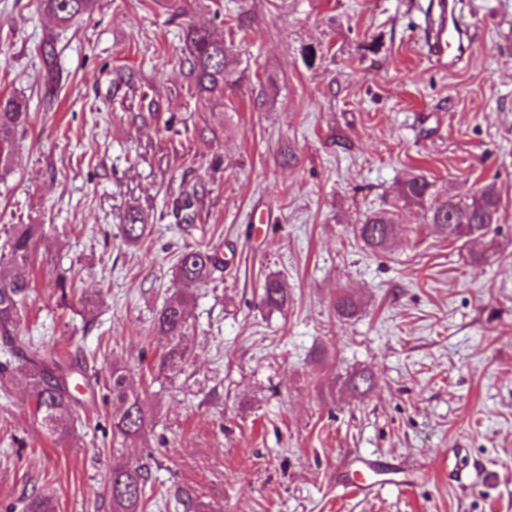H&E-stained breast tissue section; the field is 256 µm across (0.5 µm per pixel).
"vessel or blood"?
Returning <instances> with one entry per match:
<instances>
[{"label":"vessel or blood","instance_id":"obj_1","mask_svg":"<svg viewBox=\"0 0 512 512\" xmlns=\"http://www.w3.org/2000/svg\"><path fill=\"white\" fill-rule=\"evenodd\" d=\"M458 6L459 0H436L434 12L425 19L427 55L446 69L463 61L471 37L458 20Z\"/></svg>","mask_w":512,"mask_h":512}]
</instances>
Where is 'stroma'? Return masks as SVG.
<instances>
[{
    "mask_svg": "<svg viewBox=\"0 0 512 512\" xmlns=\"http://www.w3.org/2000/svg\"><path fill=\"white\" fill-rule=\"evenodd\" d=\"M427 6L183 0L176 16L165 0H95L57 36L50 103L35 47L53 23L37 0H0V94L32 114L0 166V247L14 224L43 235L20 333L31 351L83 355L96 398L57 442L23 377L0 392V512L46 484L57 512H111L117 457L148 464L145 512L178 486L207 512H512V0H464L475 38L454 70L422 56ZM192 22L231 41L236 86L195 93ZM412 173L441 198L494 185L495 229L464 246L439 233L397 201ZM195 188L203 210L178 223L172 201ZM392 203L404 231L371 252L356 227ZM131 206L148 224L133 245ZM194 248L224 266L194 289L165 379L153 321ZM272 275L280 311L260 303ZM116 360L145 403L130 441L112 428ZM361 371L376 387L359 400L346 383ZM375 456L389 474L351 493ZM121 232L126 243H136L144 235L147 219L136 208L128 209L121 217Z\"/></svg>",
    "mask_w": 512,
    "mask_h": 512,
    "instance_id": "35a3bbf8",
    "label": "stroma"
}]
</instances>
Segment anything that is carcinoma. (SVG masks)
Returning <instances> with one entry per match:
<instances>
[{"label":"carcinoma","mask_w":512,"mask_h":512,"mask_svg":"<svg viewBox=\"0 0 512 512\" xmlns=\"http://www.w3.org/2000/svg\"><path fill=\"white\" fill-rule=\"evenodd\" d=\"M41 9L60 29L93 11L94 0H39ZM187 51L186 62L197 93L213 94L235 86L236 59L224 42L212 39L204 27L189 25L184 31ZM44 73V98L55 96L61 82L58 66L57 39L45 35L36 46ZM30 119L29 104L17 97L0 95V164L8 163L14 134ZM432 183L423 174H413L405 179L398 199L409 203H422L432 196ZM198 192L182 193L174 202V211L185 224L194 223L199 216ZM501 199L494 186L486 185L471 196L448 195L435 201L425 212L427 223L436 226L443 234L456 241L483 238L490 233L492 225L498 223ZM121 232L127 243H136L144 235L147 219L137 209H128L121 217ZM7 245L8 251L0 252V264H8L11 273L0 277V341L4 345L17 347L18 326L21 321L22 304L31 281L27 269L33 266L42 240L39 224H14ZM401 232L397 206L365 215L357 227V233L365 247L372 252L385 251ZM224 261L207 249H193L181 253L177 263L175 285L180 295L167 302L157 313L153 329L156 336L165 342L159 358V374L174 372L181 368L184 350L181 347L188 320L186 295L189 290L211 280ZM261 302L271 309H283L288 303V289L276 277L266 279ZM357 312V304L346 289L336 299V313L341 318H351ZM16 371L28 382L35 398L36 413L48 433L57 441L66 439L71 432L73 417L81 400L71 391V385L85 376L79 362H66L49 353L24 359ZM350 390L363 396L373 387L371 376L360 372L348 380ZM112 402L122 408L119 420L112 424L124 438L141 434L146 425V416L140 397L130 392L127 376L119 365L112 366L110 377ZM149 468L146 464L118 461L112 465L107 478L112 512H144L146 485ZM26 512H57V498L53 488L46 486L28 496Z\"/></svg>","instance_id":"carcinoma-1"}]
</instances>
